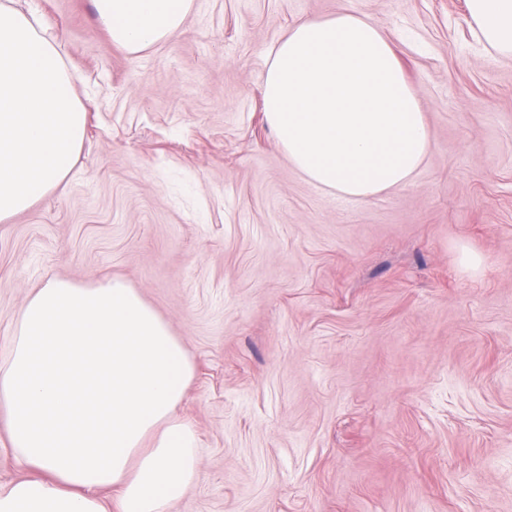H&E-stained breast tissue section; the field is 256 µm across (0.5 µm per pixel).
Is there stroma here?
I'll list each match as a JSON object with an SVG mask.
<instances>
[{"instance_id":"stroma-1","label":"stroma","mask_w":512,"mask_h":512,"mask_svg":"<svg viewBox=\"0 0 512 512\" xmlns=\"http://www.w3.org/2000/svg\"><path fill=\"white\" fill-rule=\"evenodd\" d=\"M33 6L87 122L0 223V341L51 277L136 288L196 367L182 512H512V60L464 0H193L137 55L90 0ZM342 9L381 24L432 139L364 202L296 171L263 114L277 43Z\"/></svg>"}]
</instances>
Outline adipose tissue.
I'll return each instance as SVG.
<instances>
[{"label":"adipose tissue","instance_id":"ef3b65f1","mask_svg":"<svg viewBox=\"0 0 512 512\" xmlns=\"http://www.w3.org/2000/svg\"><path fill=\"white\" fill-rule=\"evenodd\" d=\"M193 0H92L113 44L135 54L180 33ZM473 38L512 59V0H465ZM266 123L315 185L364 201L406 184L431 149L417 92L371 18L300 20L272 53ZM86 112L34 8L0 0V222L69 174ZM195 364L124 281L53 277L21 308L0 356V427L22 470L0 512H179L200 478L177 409ZM112 500H105V493Z\"/></svg>","mask_w":512,"mask_h":512}]
</instances>
